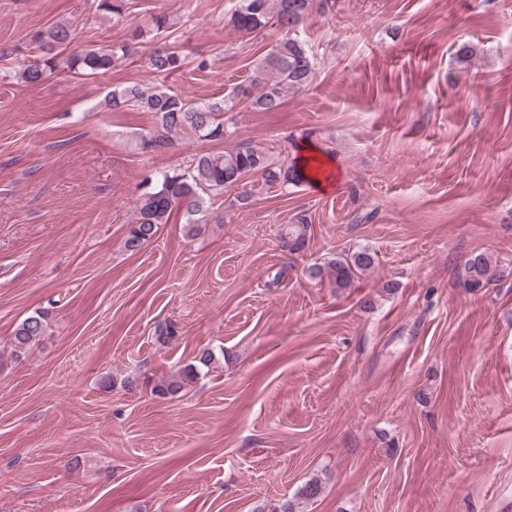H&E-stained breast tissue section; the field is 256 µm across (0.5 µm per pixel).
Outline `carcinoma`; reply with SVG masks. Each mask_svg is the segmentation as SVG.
Here are the masks:
<instances>
[{
	"instance_id": "obj_1",
	"label": "carcinoma",
	"mask_w": 512,
	"mask_h": 512,
	"mask_svg": "<svg viewBox=\"0 0 512 512\" xmlns=\"http://www.w3.org/2000/svg\"><path fill=\"white\" fill-rule=\"evenodd\" d=\"M128 2L97 0V8L119 17L128 8ZM326 5L327 0H240L231 17L235 28L251 34L273 25L280 32V38L254 64L249 85L237 87L228 102L196 105L168 89L146 93L138 86L130 85L112 91L108 104L115 112L133 107L151 112L158 118L161 129L156 136L142 141L145 149L169 148L181 133L221 141L227 135L224 115L234 107L235 101L245 102L259 112H271L281 107L289 92L311 85L315 68L299 35L308 17ZM75 38L74 31L65 25L35 31L30 42L39 54L33 61L21 65L15 71V78L33 86L46 74L57 71L78 77L104 75L120 67L131 55L130 42L79 48L72 46ZM187 64L186 57L169 42L159 44L148 58V67L157 74L170 75L183 70ZM249 175L261 177L268 186L306 180L301 169L294 166L277 168L269 163L263 152L250 146L200 154L193 158L188 173L163 174L160 186L141 197L138 217L128 229L124 247L131 252L140 251L175 210L186 218L188 233H195L210 196L224 193L225 189L238 185ZM308 228L305 223L293 224L287 232L280 234L283 250L292 253L304 247ZM374 264L373 254L362 249L347 258L333 259L325 266H313L309 275L313 278L326 275L336 287L347 288ZM498 278L499 269L487 254L475 253L466 261L463 285L470 292L477 293ZM45 330L46 321L41 315L21 321L10 336L11 355L17 360L23 359ZM197 375V367L191 365L182 371L181 377L156 383L153 391L161 396H172Z\"/></svg>"
}]
</instances>
